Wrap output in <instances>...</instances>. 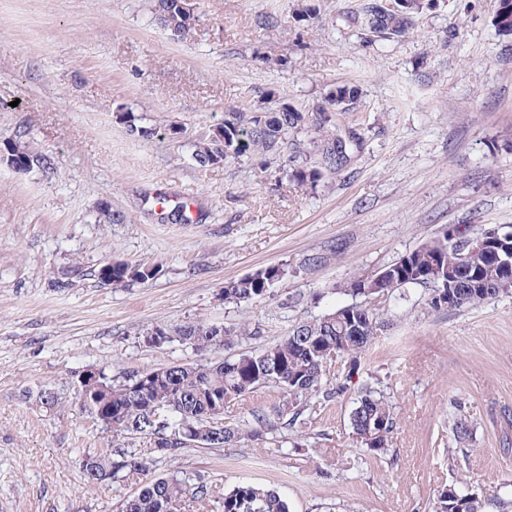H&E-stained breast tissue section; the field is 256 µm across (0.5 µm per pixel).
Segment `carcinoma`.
I'll return each mask as SVG.
<instances>
[{
	"label": "carcinoma",
	"mask_w": 512,
	"mask_h": 512,
	"mask_svg": "<svg viewBox=\"0 0 512 512\" xmlns=\"http://www.w3.org/2000/svg\"><path fill=\"white\" fill-rule=\"evenodd\" d=\"M184 0H154V14L169 38L181 42L191 36L197 14L184 9ZM426 7L424 0H395L389 10L382 0H365L362 16H348L346 21L364 32L373 28L384 39L399 38L413 28L416 16ZM494 23L499 34L512 39V0H498ZM357 89L341 86L328 93L322 104L301 112L290 104L274 111L257 107L248 112L231 109L224 120L210 127L198 139L193 153L201 167L242 160L254 154L277 160L288 148V138L304 130L317 134L314 154L317 160L291 158L293 167L283 166L287 175L299 184H316L327 174H334L350 161L349 152L361 149V138L349 136L339 148L341 135L336 129V114L349 111ZM6 155L44 174L54 169L51 159L28 149L22 142L4 145ZM505 230L465 228L458 239L448 232L432 237L393 263L371 275L356 276L337 286L351 298L336 309L292 328L281 340L258 351L242 353L218 362L175 363L162 370H149L112 379L100 369L97 388L88 392L85 409L93 411L96 423L108 432L142 438L147 448H106L87 450L80 463V478L90 490L105 483H120L133 476L141 478L140 488L125 497L119 512H289L288 502L278 491L249 483L236 485L228 492L194 473L173 471L154 474L158 463L176 460L185 448H222L242 440L264 447L277 430L259 410L250 412L252 420L238 424L224 422V405L232 400L273 388L279 402L273 406L280 424L294 426L307 422L305 414L321 400L350 389L358 364L378 331L386 324L369 301L395 298L409 288L427 291L426 304L433 312L459 310L494 299L499 285L512 276L500 255L512 252V239ZM498 236L495 249L479 251L463 264L459 254L464 241ZM156 265L129 264L106 260L98 268L97 278L115 288L154 278ZM284 275L278 265L224 282L220 297L226 302L255 303L266 299L271 287ZM455 299L448 300V294ZM234 332L214 324L198 323L172 330L154 326L143 333L144 342L161 347L175 341L196 351L210 350L230 342ZM339 362L336 388L324 384L327 365ZM38 406L52 410L60 404L58 392L49 386L35 395ZM353 437L365 453L387 452L396 427L393 405L388 397L366 385L358 393L349 417ZM457 444L472 440V429L465 419L452 428ZM481 503L473 495H461L448 488L437 498L435 512H480Z\"/></svg>",
	"instance_id": "cac0c4a2"
}]
</instances>
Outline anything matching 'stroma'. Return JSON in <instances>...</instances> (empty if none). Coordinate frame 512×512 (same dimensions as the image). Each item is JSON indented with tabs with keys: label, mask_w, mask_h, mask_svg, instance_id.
Listing matches in <instances>:
<instances>
[{
	"label": "stroma",
	"mask_w": 512,
	"mask_h": 512,
	"mask_svg": "<svg viewBox=\"0 0 512 512\" xmlns=\"http://www.w3.org/2000/svg\"><path fill=\"white\" fill-rule=\"evenodd\" d=\"M363 2L191 0L196 31L174 42L152 0H0V145L19 136L55 163L47 176L0 162V512H117L138 489L82 487L85 449L128 443L76 403L86 367L119 380L253 352L344 304L337 284L448 226L512 227V40L494 26L498 0H431L391 40L342 22ZM263 12L278 26L256 27ZM339 85L358 95L336 125L364 146L335 177L301 185L258 155L194 161L196 136L226 110L309 109ZM122 111L148 136L129 135ZM158 196L189 201L196 222L160 221ZM106 208L121 221L97 223ZM110 257L159 272L105 286L95 272ZM274 264L286 275L265 300L220 298L225 280ZM375 305L388 325L352 390L276 444L189 448L158 473L270 487L290 512H432L449 487L512 512V293L440 313L420 288ZM200 321L236 335L202 352L142 338ZM367 381L397 414L381 456L349 427ZM45 384L62 397L51 411L27 397ZM461 417L474 428L462 447Z\"/></svg>",
	"instance_id": "stroma-1"
}]
</instances>
